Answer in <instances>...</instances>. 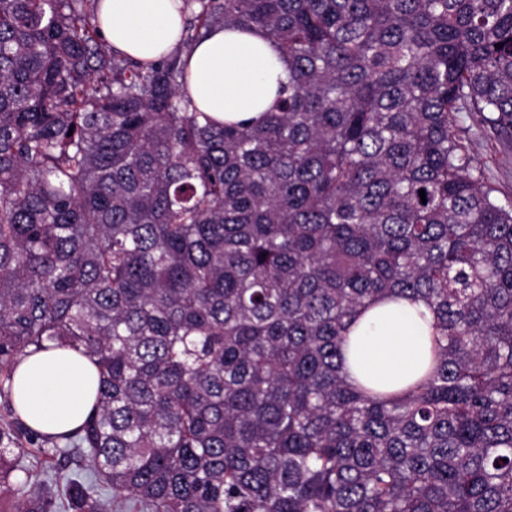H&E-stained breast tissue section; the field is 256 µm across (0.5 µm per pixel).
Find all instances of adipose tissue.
<instances>
[{
    "label": "adipose tissue",
    "mask_w": 512,
    "mask_h": 512,
    "mask_svg": "<svg viewBox=\"0 0 512 512\" xmlns=\"http://www.w3.org/2000/svg\"><path fill=\"white\" fill-rule=\"evenodd\" d=\"M98 22L114 50L140 60L173 50L182 29L175 0H101ZM287 67V57L262 30L218 27L194 47L186 89L201 111L227 122L252 120L271 106ZM424 309L398 299L363 310L342 346L347 378L389 388L420 378L433 346ZM97 388V369L87 356L43 350L17 363L12 401L31 428L63 434L84 423L96 405Z\"/></svg>",
    "instance_id": "obj_1"
}]
</instances>
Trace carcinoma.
<instances>
[{"mask_svg":"<svg viewBox=\"0 0 512 512\" xmlns=\"http://www.w3.org/2000/svg\"><path fill=\"white\" fill-rule=\"evenodd\" d=\"M98 3L0 0V397L48 343L99 375L0 426V512H512V195L456 122L512 142V0H182L146 61ZM216 25L288 57L256 120L186 92ZM397 297L434 366L383 394L341 344ZM98 373L85 355L50 349L22 356L13 375L12 401L23 420L44 434L72 432L96 405Z\"/></svg>","mask_w":512,"mask_h":512,"instance_id":"obj_1","label":"carcinoma"}]
</instances>
